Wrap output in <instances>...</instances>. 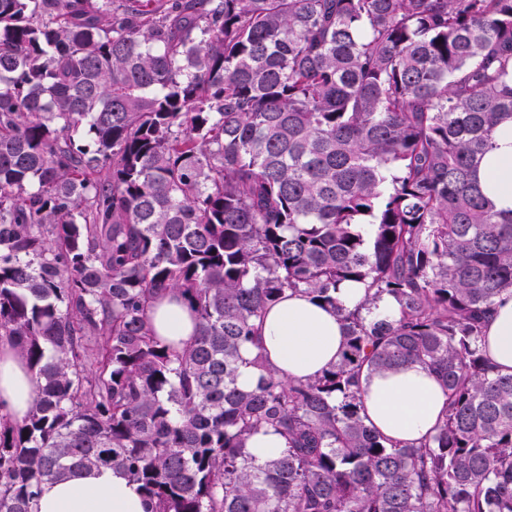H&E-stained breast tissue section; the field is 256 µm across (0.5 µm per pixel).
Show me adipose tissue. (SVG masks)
Segmentation results:
<instances>
[{"label":"adipose tissue","instance_id":"adipose-tissue-1","mask_svg":"<svg viewBox=\"0 0 512 512\" xmlns=\"http://www.w3.org/2000/svg\"><path fill=\"white\" fill-rule=\"evenodd\" d=\"M499 147L482 163L479 179L498 208L512 209V124L500 129ZM150 322L170 343L188 342L195 332L189 309L178 297L164 293L154 301ZM343 344L336 316L302 293L288 295L270 308L259 330L258 347L285 376L303 379L320 374L335 362ZM486 352L491 365L512 374V293H503L486 323ZM37 382L11 342L0 339V410L23 419L36 395ZM365 413L373 425L394 441H414L433 432L447 394L439 380L418 364L401 367L364 382ZM138 485L117 470L103 468L61 481L44 483L37 512H147Z\"/></svg>","mask_w":512,"mask_h":512}]
</instances>
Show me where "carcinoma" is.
Wrapping results in <instances>:
<instances>
[{
	"instance_id": "obj_1",
	"label": "carcinoma",
	"mask_w": 512,
	"mask_h": 512,
	"mask_svg": "<svg viewBox=\"0 0 512 512\" xmlns=\"http://www.w3.org/2000/svg\"><path fill=\"white\" fill-rule=\"evenodd\" d=\"M507 121L512 0H0V339L37 382L0 414V512L101 467L149 512H512L483 347L512 210L477 177ZM168 291L179 347L148 317ZM297 291L344 333L305 380L242 356ZM409 363L447 407L394 442L361 381ZM150 322L158 336L175 345L188 342L195 332V321L178 297L163 293L154 301ZM248 448L256 462L262 463L280 453L286 448L283 438L273 431L260 432L253 435L248 443Z\"/></svg>"
}]
</instances>
